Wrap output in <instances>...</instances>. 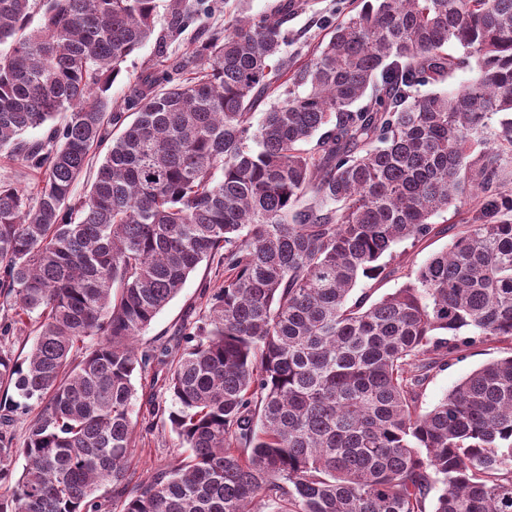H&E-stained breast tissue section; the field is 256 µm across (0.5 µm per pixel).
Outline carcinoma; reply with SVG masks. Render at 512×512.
<instances>
[{
	"label": "carcinoma",
	"mask_w": 512,
	"mask_h": 512,
	"mask_svg": "<svg viewBox=\"0 0 512 512\" xmlns=\"http://www.w3.org/2000/svg\"><path fill=\"white\" fill-rule=\"evenodd\" d=\"M180 2L173 31L202 0ZM155 12L0 0V150L44 171L32 207L0 183V306L37 326L28 351L0 347V512H426L437 482L433 512H512V355L419 407L467 348L512 344V0H361L296 68L288 15L235 19L114 112ZM472 58L459 90L417 94ZM475 193L487 220L394 293L351 297ZM216 255L224 284L184 344L139 350ZM155 364L184 452L132 487L135 380Z\"/></svg>",
	"instance_id": "carcinoma-1"
}]
</instances>
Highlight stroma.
Segmentation results:
<instances>
[{"label": "stroma", "mask_w": 512, "mask_h": 512, "mask_svg": "<svg viewBox=\"0 0 512 512\" xmlns=\"http://www.w3.org/2000/svg\"><path fill=\"white\" fill-rule=\"evenodd\" d=\"M179 0H157L155 30L151 39L122 65L120 77L112 84L108 96L115 105H122L137 84L141 72L148 67H162L189 55L211 32L224 28L235 16L276 15L290 10L287 25L288 43L284 54L294 64L310 57L312 49L350 10L353 0H209L208 10L186 24L179 32L169 28L171 13ZM482 201L478 198L450 206L434 217L435 230L427 239L399 244L389 262L391 273L380 280H361L360 288L370 290L373 299L395 292L405 282L409 270L419 268L432 254L446 248L453 234L462 225L476 223ZM223 280V270L216 262H203L187 279L181 292L156 316L138 340L146 348L162 342H173L183 322L195 315L207 300L209 289ZM512 355L506 344H477L467 348L462 357L437 370L424 388L421 409L432 408L463 377L480 366ZM153 373H146L137 391L133 417L137 419L136 447L131 472L133 481H140L167 464L178 453L177 440L169 426L163 425L153 405L166 408L170 397L162 384L154 383Z\"/></svg>", "instance_id": "35a3bbf8"}]
</instances>
